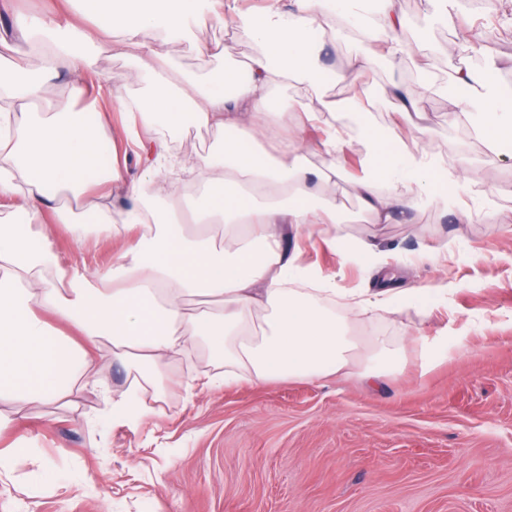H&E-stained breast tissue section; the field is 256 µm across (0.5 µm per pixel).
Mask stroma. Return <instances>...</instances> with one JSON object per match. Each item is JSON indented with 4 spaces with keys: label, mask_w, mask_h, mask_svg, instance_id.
Masks as SVG:
<instances>
[{
    "label": "stroma",
    "mask_w": 512,
    "mask_h": 512,
    "mask_svg": "<svg viewBox=\"0 0 512 512\" xmlns=\"http://www.w3.org/2000/svg\"><path fill=\"white\" fill-rule=\"evenodd\" d=\"M399 6L423 53L352 73L353 45L326 35V94L339 99L364 87L377 101L372 125L395 126L410 150L443 154L473 178L460 196L474 221L458 223L453 209L426 198L409 214L372 223L357 197L364 172L355 168L334 187L343 231L374 244L383 273L341 258L319 233L304 243L303 262L343 291L442 289L433 310L400 304L368 321L375 341L401 352L402 368L375 385L353 370L194 393L173 385L166 405L133 426H96L104 404L88 392L71 406L22 411L0 434V451L22 440L29 459L0 468V512H512V152L468 137L449 89L463 68L512 78V42L498 40L486 13L464 0ZM52 12L93 25L79 0H0V30L17 14ZM465 34L484 47L458 52ZM169 49L201 79L259 51L229 23L204 24ZM98 71L128 101L143 96L130 55L101 52ZM394 80L416 86L422 114L397 115L384 94ZM125 124L113 113L107 132L112 163L130 183L145 164ZM49 230L66 264L111 267L118 246L107 236L80 242L62 225ZM443 243L446 256H427L428 246ZM438 336L447 340L442 355L426 361L421 344Z\"/></svg>",
    "instance_id": "35a3bbf8"
}]
</instances>
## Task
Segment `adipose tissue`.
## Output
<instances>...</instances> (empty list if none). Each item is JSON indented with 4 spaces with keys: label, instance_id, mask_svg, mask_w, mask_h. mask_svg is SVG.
<instances>
[{
    "label": "adipose tissue",
    "instance_id": "adipose-tissue-1",
    "mask_svg": "<svg viewBox=\"0 0 512 512\" xmlns=\"http://www.w3.org/2000/svg\"><path fill=\"white\" fill-rule=\"evenodd\" d=\"M97 26L80 30L53 17L18 15L16 27L28 48L15 53L0 37V89L12 101L0 110V198L20 201L16 215L0 218V432L13 414L48 403L73 404L97 391L103 354L134 378L127 387L103 392L107 422L137 424L141 393L163 398L158 371L187 348L207 344L224 359L221 383L271 379H319L347 371L355 348L354 322L332 311L328 279L304 265L288 247L315 224L336 221V206L324 201L341 174L334 157L346 143L342 118L363 119L376 106L359 100L325 99L320 88L322 32L348 22L354 0H266L264 9L242 14L237 0H79ZM377 20L360 34L367 49L349 67L365 68L373 54L397 62L410 54L397 32L398 0H375ZM223 24L232 15L261 47L246 67L234 65L209 80L183 72L165 45L146 32L170 38L188 32L201 15ZM116 46L132 47L137 74L148 88L130 120L147 133L155 159L142 181L126 190L130 201L118 224L91 226L78 213L97 165L105 126L97 101L83 87L68 90L82 102L78 112L47 97L46 80L62 70L97 69L101 33ZM288 83L307 121L328 127L317 144L327 156L319 170L299 156L301 124L293 112L273 109L270 89ZM455 89L476 109L477 130L492 148L512 147V88L494 83L485 69L458 71ZM185 126L212 127L217 147L182 160L168 153L166 136ZM277 127L288 137L275 157L259 152L255 139ZM369 162L359 181L361 204L376 223L406 213L418 197L452 201L459 223L469 208L449 186L460 176L432 153L408 150L398 135H369ZM180 166L203 189L190 211L167 203L151 215L146 183ZM246 177L266 202L232 187ZM66 205H57V198ZM65 225L75 239L106 234L119 245L111 271L69 266L61 260L47 219Z\"/></svg>",
    "mask_w": 512,
    "mask_h": 512
}]
</instances>
